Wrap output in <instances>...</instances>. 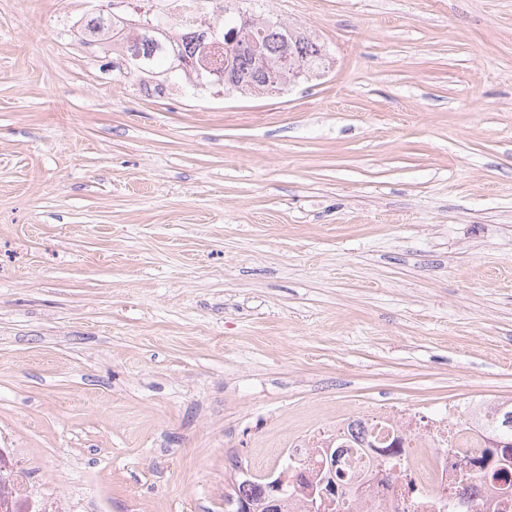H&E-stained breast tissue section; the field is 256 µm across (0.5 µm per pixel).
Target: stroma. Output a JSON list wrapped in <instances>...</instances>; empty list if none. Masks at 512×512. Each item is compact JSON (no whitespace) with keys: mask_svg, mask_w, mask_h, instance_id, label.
Listing matches in <instances>:
<instances>
[{"mask_svg":"<svg viewBox=\"0 0 512 512\" xmlns=\"http://www.w3.org/2000/svg\"><path fill=\"white\" fill-rule=\"evenodd\" d=\"M277 95L0 0V448L87 512H226L370 403L512 399V0H263ZM257 20L259 27L266 22L274 24L262 42L258 53L245 45L233 59L232 67L224 66V81L218 79L219 73L212 71L210 86L232 89L245 94L263 93L271 71L278 74L282 87L288 85V71L278 67V60L291 57L299 60L311 75L320 76L330 64L328 51L321 43L306 31L292 27L278 17L265 15L255 10L249 13ZM314 76V77H316Z\"/></svg>","mask_w":512,"mask_h":512,"instance_id":"obj_1","label":"stroma"}]
</instances>
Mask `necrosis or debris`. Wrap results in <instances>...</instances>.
Instances as JSON below:
<instances>
[{
  "label": "necrosis or debris",
  "instance_id": "necrosis-or-debris-1",
  "mask_svg": "<svg viewBox=\"0 0 512 512\" xmlns=\"http://www.w3.org/2000/svg\"><path fill=\"white\" fill-rule=\"evenodd\" d=\"M177 26L213 22L223 0H163ZM503 402L487 399L467 405V423L455 407L424 415L399 406H371L360 419L337 418L318 436L295 444L288 456L298 478L288 496V512H307L303 492L312 481L325 450L339 448L336 459L334 512H512V495L484 478L492 462L484 456L483 427L498 418ZM399 460L387 462L386 447ZM80 512L78 500L31 481L24 461L0 470V512Z\"/></svg>",
  "mask_w": 512,
  "mask_h": 512
}]
</instances>
